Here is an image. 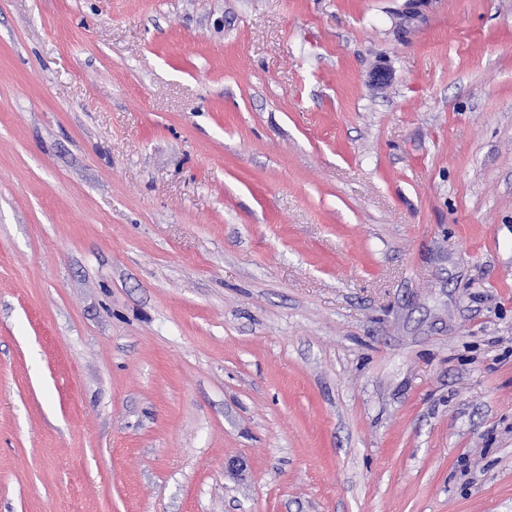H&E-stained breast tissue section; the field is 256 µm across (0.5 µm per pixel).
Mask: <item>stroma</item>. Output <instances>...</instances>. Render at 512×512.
I'll return each mask as SVG.
<instances>
[{"mask_svg": "<svg viewBox=\"0 0 512 512\" xmlns=\"http://www.w3.org/2000/svg\"><path fill=\"white\" fill-rule=\"evenodd\" d=\"M404 9L0 0V512H512V0Z\"/></svg>", "mask_w": 512, "mask_h": 512, "instance_id": "35a3bbf8", "label": "stroma"}]
</instances>
